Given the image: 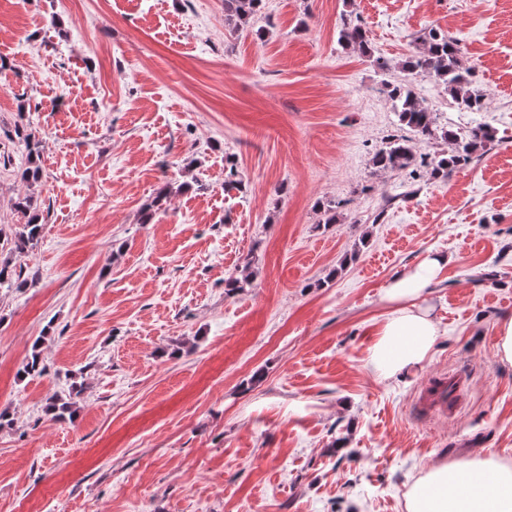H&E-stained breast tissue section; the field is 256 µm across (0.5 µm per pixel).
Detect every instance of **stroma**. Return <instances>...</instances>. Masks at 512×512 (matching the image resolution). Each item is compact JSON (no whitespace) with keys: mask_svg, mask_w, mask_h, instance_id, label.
Returning a JSON list of instances; mask_svg holds the SVG:
<instances>
[{"mask_svg":"<svg viewBox=\"0 0 512 512\" xmlns=\"http://www.w3.org/2000/svg\"><path fill=\"white\" fill-rule=\"evenodd\" d=\"M358 18L382 72L337 42ZM458 39L487 95L438 122L500 139L445 181L374 172L402 134L385 86L429 29ZM43 178L20 179L18 125ZM234 158L244 190L224 187ZM166 209L145 207L163 184ZM33 196L27 288H0V512H406L433 463L512 462V0H0V224ZM339 201L338 223L314 205ZM448 265L427 297L428 358L365 365L405 267ZM256 277L229 296L245 260ZM42 339L41 377L20 371ZM458 374L451 414L422 386ZM82 389L74 419L49 397ZM265 0H224V19L237 29L248 27L261 12ZM495 354L503 366L512 367V317H503L497 324Z\"/></svg>","mask_w":512,"mask_h":512,"instance_id":"35a3bbf8","label":"stroma"}]
</instances>
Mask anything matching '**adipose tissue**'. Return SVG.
Instances as JSON below:
<instances>
[{
  "instance_id": "obj_1",
  "label": "adipose tissue",
  "mask_w": 512,
  "mask_h": 512,
  "mask_svg": "<svg viewBox=\"0 0 512 512\" xmlns=\"http://www.w3.org/2000/svg\"><path fill=\"white\" fill-rule=\"evenodd\" d=\"M446 257L429 256L388 286L384 316L367 358L369 368L389 378L419 366L439 333L431 306L415 300L432 287ZM406 512H512V463L485 456L431 465L407 493Z\"/></svg>"
}]
</instances>
